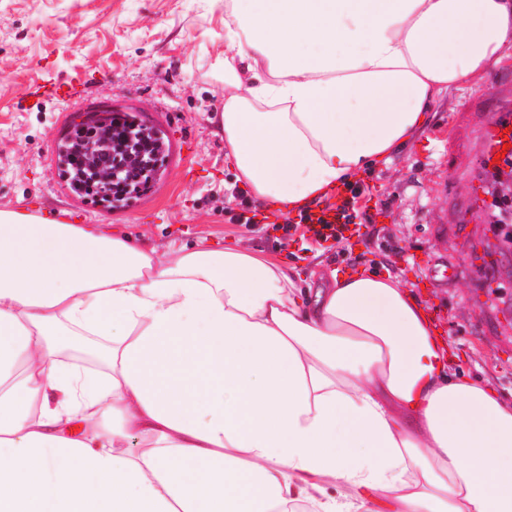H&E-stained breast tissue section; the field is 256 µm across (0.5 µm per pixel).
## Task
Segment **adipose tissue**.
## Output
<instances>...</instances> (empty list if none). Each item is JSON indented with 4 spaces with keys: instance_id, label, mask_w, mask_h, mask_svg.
I'll return each instance as SVG.
<instances>
[{
    "instance_id": "adipose-tissue-1",
    "label": "adipose tissue",
    "mask_w": 512,
    "mask_h": 512,
    "mask_svg": "<svg viewBox=\"0 0 512 512\" xmlns=\"http://www.w3.org/2000/svg\"><path fill=\"white\" fill-rule=\"evenodd\" d=\"M224 47L226 158L289 211L511 56L512 0H225ZM449 354L389 275L0 209V512H512V402Z\"/></svg>"
}]
</instances>
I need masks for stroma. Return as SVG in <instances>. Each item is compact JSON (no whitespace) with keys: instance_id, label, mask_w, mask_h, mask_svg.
Instances as JSON below:
<instances>
[{"instance_id":"35a3bbf8","label":"stroma","mask_w":512,"mask_h":512,"mask_svg":"<svg viewBox=\"0 0 512 512\" xmlns=\"http://www.w3.org/2000/svg\"><path fill=\"white\" fill-rule=\"evenodd\" d=\"M224 0H0V208L66 221L68 202L44 154L59 101L44 90L73 83L88 107L162 113L178 164L128 207L85 204L81 223L118 231L157 254L244 242L298 266L386 273L405 283L449 338L453 369L512 400V275L486 245L496 225L461 223L487 205L480 148L512 59L491 65L480 84L437 100L430 125L386 164L364 168L359 235L334 248L306 237L282 246L285 214L261 209L260 224L230 223L243 190L224 159L217 130L224 107Z\"/></svg>"}]
</instances>
